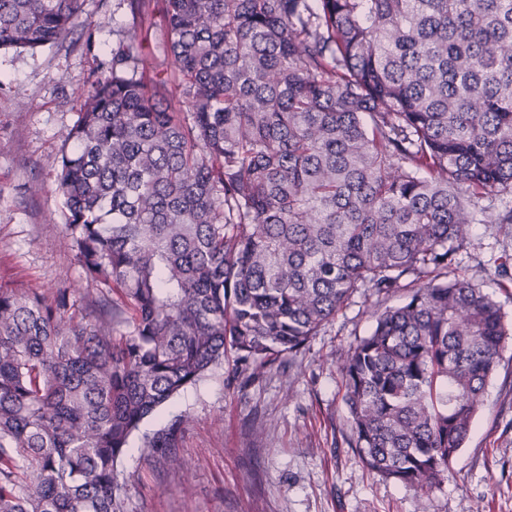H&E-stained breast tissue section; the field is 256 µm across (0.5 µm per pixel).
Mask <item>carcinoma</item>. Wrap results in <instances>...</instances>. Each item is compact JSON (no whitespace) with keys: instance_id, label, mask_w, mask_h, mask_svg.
<instances>
[{"instance_id":"1","label":"carcinoma","mask_w":512,"mask_h":512,"mask_svg":"<svg viewBox=\"0 0 512 512\" xmlns=\"http://www.w3.org/2000/svg\"><path fill=\"white\" fill-rule=\"evenodd\" d=\"M84 0H0V50L70 31ZM90 82L56 185L87 280L127 317L0 288V512H123L141 422L234 355L299 353L361 289L410 282L341 365L352 444L438 484L486 407L509 329L440 280L484 196L512 189V0H163ZM127 330H118L120 324ZM174 422L146 439L173 458ZM162 2L160 0H151L146 6L147 15H145L146 22L145 28L150 22L153 26L149 30L148 39L143 42L142 46L137 48V51L146 58L148 61L147 75H152L153 71L166 69L171 67V56H167L164 52L163 44V26L160 13Z\"/></svg>"}]
</instances>
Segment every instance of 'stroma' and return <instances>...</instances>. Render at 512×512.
Segmentation results:
<instances>
[{"mask_svg":"<svg viewBox=\"0 0 512 512\" xmlns=\"http://www.w3.org/2000/svg\"><path fill=\"white\" fill-rule=\"evenodd\" d=\"M161 0L146 7L151 24L138 51L148 71L169 68ZM137 21L126 0H84L73 28L34 51H0V286L68 289L77 316L108 304L124 308L120 289L86 282L69 249L56 190L62 135L77 119L84 89L112 62L121 28ZM40 185L30 194L31 185ZM448 268L471 278L512 323V192L479 201ZM408 288L362 291L293 357L237 370L225 358L145 419L119 466L124 512H512V339L486 387L487 405L441 482L423 492L369 471L351 444L342 401L341 361L367 336L377 313L403 305ZM175 460L144 439L180 416Z\"/></svg>","mask_w":512,"mask_h":512,"instance_id":"stroma-1","label":"stroma"}]
</instances>
